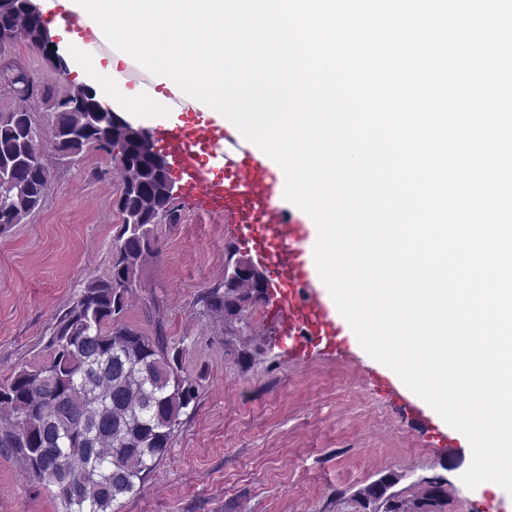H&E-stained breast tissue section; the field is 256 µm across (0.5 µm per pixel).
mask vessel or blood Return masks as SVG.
Segmentation results:
<instances>
[{
	"label": "vessel or blood",
	"mask_w": 512,
	"mask_h": 512,
	"mask_svg": "<svg viewBox=\"0 0 512 512\" xmlns=\"http://www.w3.org/2000/svg\"><path fill=\"white\" fill-rule=\"evenodd\" d=\"M231 140L227 129L199 115L167 125L157 137L187 192L201 194L213 210L229 213L240 226L242 244L266 255L271 286L289 327L325 345L346 347L350 337L342 315L310 293L315 261L304 246V222L285 214L277 176L253 152L243 148L232 157L222 154L223 144Z\"/></svg>",
	"instance_id": "b4317fda"
}]
</instances>
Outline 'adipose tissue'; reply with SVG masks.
<instances>
[{
    "label": "adipose tissue",
    "mask_w": 512,
    "mask_h": 512,
    "mask_svg": "<svg viewBox=\"0 0 512 512\" xmlns=\"http://www.w3.org/2000/svg\"><path fill=\"white\" fill-rule=\"evenodd\" d=\"M56 31L70 50V57L80 77L91 81L98 100L103 106L146 116L160 117L180 104L179 96L157 93L149 100H142L136 91L125 85L121 71L122 61L117 55H100L92 52L90 43L69 32L64 21H56Z\"/></svg>",
    "instance_id": "adipose-tissue-1"
}]
</instances>
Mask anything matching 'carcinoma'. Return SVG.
Instances as JSON below:
<instances>
[{
    "instance_id": "cac0c4a2",
    "label": "carcinoma",
    "mask_w": 512,
    "mask_h": 512,
    "mask_svg": "<svg viewBox=\"0 0 512 512\" xmlns=\"http://www.w3.org/2000/svg\"><path fill=\"white\" fill-rule=\"evenodd\" d=\"M27 0H0V52L22 43L42 52L46 27L28 13ZM0 81L20 100L0 112V233L39 209L45 198V166L33 159L32 143L41 131L27 102L39 98L53 113L50 130L58 155L77 157L89 148L112 159L137 163L141 191L116 198L122 217L112 247V269L93 279L61 315L48 340L50 356L15 369L0 381V413L12 427L0 434V448L16 451L25 471L56 488L61 512H121V499L135 493L167 456L181 415L195 407L199 377L183 370L180 351L167 338L147 335L123 321L127 296L140 287L139 272L159 254L155 226L174 224L177 209L164 188L169 170L137 152L135 139L100 126L78 131L84 103L58 97L51 84L19 65L0 68ZM268 282L251 278L237 258L222 287L204 299L208 312L233 322L267 300ZM388 473L368 484L360 505L367 512H443L445 483L430 482L418 495L393 490Z\"/></svg>"
}]
</instances>
